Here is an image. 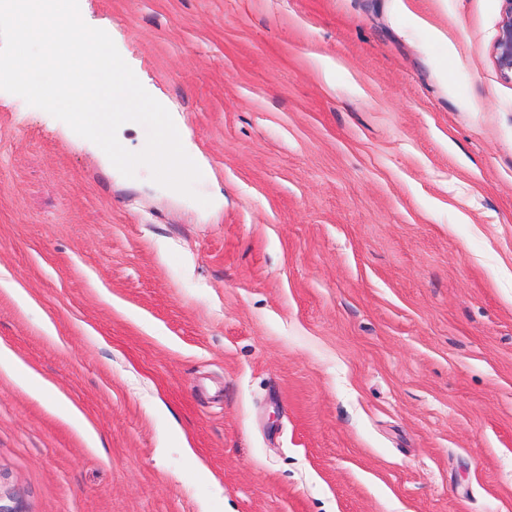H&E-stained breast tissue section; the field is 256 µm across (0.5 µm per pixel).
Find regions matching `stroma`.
<instances>
[{
  "mask_svg": "<svg viewBox=\"0 0 512 512\" xmlns=\"http://www.w3.org/2000/svg\"><path fill=\"white\" fill-rule=\"evenodd\" d=\"M79 8L202 177L0 91V506L512 512L502 0ZM0 367L12 372L18 381L34 392L44 393L50 384L33 369L23 365L4 345L0 344Z\"/></svg>",
  "mask_w": 512,
  "mask_h": 512,
  "instance_id": "obj_1",
  "label": "stroma"
}]
</instances>
